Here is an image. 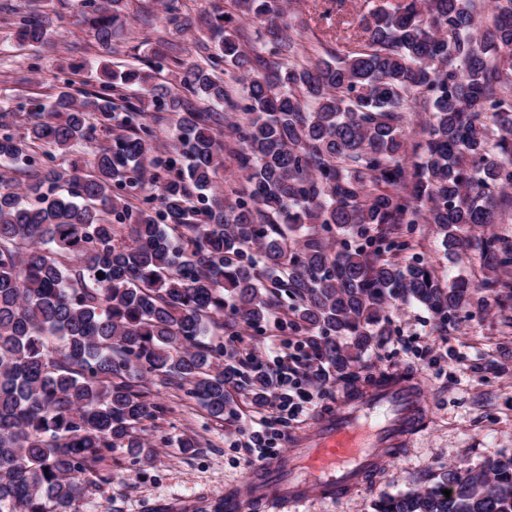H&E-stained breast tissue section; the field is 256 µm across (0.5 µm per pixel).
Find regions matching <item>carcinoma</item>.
Here are the masks:
<instances>
[{
  "mask_svg": "<svg viewBox=\"0 0 512 512\" xmlns=\"http://www.w3.org/2000/svg\"><path fill=\"white\" fill-rule=\"evenodd\" d=\"M74 7L106 54L124 0H48ZM263 26L247 53L230 10L206 21L204 59H175L180 89L155 92L133 65L99 63L104 80L75 100L67 91L29 114L21 140L0 123V165L25 190L0 186V512H69L105 453L125 448L150 463L139 426L163 411L150 376L232 414L236 372L223 365L212 325L267 320L266 284L288 297V328L336 379L358 389L361 356L390 334L394 302H416L438 321L459 316L475 285H442L423 261L392 256L395 224H433L448 254L512 206V0H400L360 18L362 49L300 59L286 35L284 0H225ZM16 43L50 42L53 19L16 13ZM236 74L247 100L230 125L245 186L214 194L224 169L216 113L239 107L219 76ZM430 112L412 140L410 101ZM177 116L189 163L158 161V207H136L153 162L149 113ZM124 114L127 134L99 147L90 166L54 165L97 126ZM48 147L37 156L36 149ZM343 239L331 246L328 234ZM483 266H512V240L480 243ZM451 491L445 496L443 491ZM375 512H512V457L457 466L436 483L384 496Z\"/></svg>",
  "mask_w": 512,
  "mask_h": 512,
  "instance_id": "cac0c4a2",
  "label": "carcinoma"
}]
</instances>
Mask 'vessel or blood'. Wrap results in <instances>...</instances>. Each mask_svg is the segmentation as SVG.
<instances>
[{"instance_id": "b4317fda", "label": "vessel or blood", "mask_w": 512, "mask_h": 512, "mask_svg": "<svg viewBox=\"0 0 512 512\" xmlns=\"http://www.w3.org/2000/svg\"><path fill=\"white\" fill-rule=\"evenodd\" d=\"M423 409L397 370L378 390L342 396L316 427L292 439L288 459L263 463L265 500L287 508L311 496L346 495L372 472L380 449L397 448L417 431Z\"/></svg>"}]
</instances>
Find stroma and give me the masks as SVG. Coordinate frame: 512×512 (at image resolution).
<instances>
[{"mask_svg": "<svg viewBox=\"0 0 512 512\" xmlns=\"http://www.w3.org/2000/svg\"><path fill=\"white\" fill-rule=\"evenodd\" d=\"M29 2L10 0L8 9L0 11V104L6 109L0 121L20 135L26 129L31 98L69 79L97 84L98 74L85 64L103 57L70 9L56 19L49 45L36 50L13 47L8 41L13 13ZM396 2L306 0L295 27L302 32L304 45L342 57L360 46L359 19L369 6ZM223 6L224 0H180V14L191 23L179 26L170 22L165 0H127L123 23L113 38L120 47L117 61L138 59L143 70L152 71L153 85L177 86L173 64L152 69L150 45L163 39L184 54H194L201 17ZM397 233L409 244L401 260L428 262L444 283L468 277L478 284L477 296L485 310L464 321L441 323L416 303L397 302L390 336L362 357L358 370L374 377L398 368L409 370L415 387L426 396L421 429L399 448L394 463L375 471L365 485L334 500H304L287 512H373L380 496L434 483L448 467L512 456V301L484 288L486 274L476 247L450 258L434 225L402 224ZM272 315L274 320L281 317V309ZM274 320L260 327L240 323L231 331L214 328L210 336L223 340L235 357L262 354L278 333ZM415 336L437 349L439 362L402 350L401 340ZM147 388L164 407L142 431L157 446L152 463H134L121 448L106 454L100 466L112 478L88 486L77 502L78 512H172L176 505L219 501L228 492L244 502V512H278L275 506L254 501L245 480L252 462L239 447L240 429L260 414L245 391L231 388L234 414L220 420L161 378H150ZM189 436L198 446L186 451L179 443Z\"/></svg>", "mask_w": 512, "mask_h": 512, "instance_id": "stroma-1", "label": "stroma"}]
</instances>
